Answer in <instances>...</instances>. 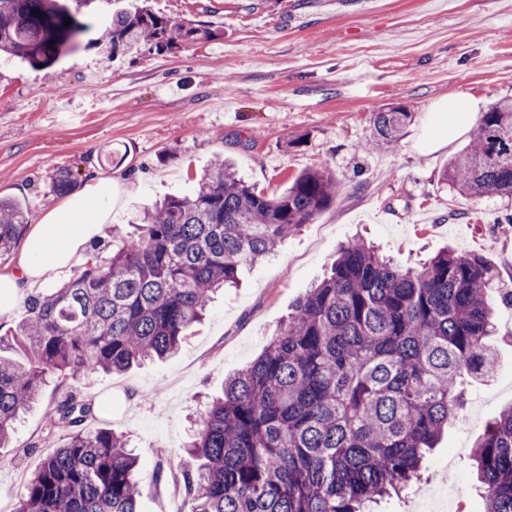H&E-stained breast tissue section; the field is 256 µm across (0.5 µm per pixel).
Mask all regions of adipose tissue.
<instances>
[{"label": "adipose tissue", "instance_id": "ef3b65f1", "mask_svg": "<svg viewBox=\"0 0 512 512\" xmlns=\"http://www.w3.org/2000/svg\"><path fill=\"white\" fill-rule=\"evenodd\" d=\"M481 102L458 93L431 107L419 143L431 153L449 146L475 120ZM117 181L90 186L88 192L48 212L28 235L15 270L0 273V316L11 315L26 295L50 284L65 269L86 259V246L101 225L112 220V192Z\"/></svg>", "mask_w": 512, "mask_h": 512}]
</instances>
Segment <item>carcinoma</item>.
Returning <instances> with one entry per match:
<instances>
[{
    "label": "carcinoma",
    "instance_id": "carcinoma-1",
    "mask_svg": "<svg viewBox=\"0 0 512 512\" xmlns=\"http://www.w3.org/2000/svg\"><path fill=\"white\" fill-rule=\"evenodd\" d=\"M70 26H65L66 20ZM85 30L61 0H0V56L48 68ZM215 33L147 9L112 15L98 44L112 55L158 52ZM412 113H372L370 150L397 141ZM443 178L460 192L512 196V100L480 113L469 146ZM59 172L53 192L74 190ZM328 168L301 172L282 193L246 184L217 158L193 192L146 211L138 237L88 261L60 287L36 291L0 337V447L48 380L122 375L177 350L220 288L275 252L333 203ZM30 210L0 199V257L29 230ZM497 274L478 254L442 251L402 268L363 240L344 243L331 273L300 297L261 355L224 381L197 415L182 473L190 512H363L418 486L427 452L459 414L465 378L495 372ZM92 398L67 395L50 426L68 440L28 478L15 512H138L148 480L110 430L87 432ZM484 512H512V406L477 440Z\"/></svg>",
    "mask_w": 512,
    "mask_h": 512
}]
</instances>
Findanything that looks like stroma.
<instances>
[{
	"mask_svg": "<svg viewBox=\"0 0 512 512\" xmlns=\"http://www.w3.org/2000/svg\"><path fill=\"white\" fill-rule=\"evenodd\" d=\"M67 5L85 31L76 51L37 70L0 60V197L27 204L39 223L63 198L56 170H71L76 194L123 177L121 206L95 238L99 257L136 236L144 211L168 195L191 194L218 157L269 194L304 170L329 167L335 201L291 235L274 256L221 291L171 358L126 374L49 382L0 448V512H13L26 479L68 437L50 428L65 391L112 398L111 413L86 426L127 435L142 475L168 477L139 512H172L191 421L205 396L267 346L294 302L326 275L341 243L361 237L402 267L436 252L479 254L512 289V198L466 197L443 179L470 142L419 151L426 114L464 92L490 108L512 98V0H78ZM147 6L158 15L211 27L209 39L163 53L111 57L97 40L113 13ZM404 105L413 119L397 142L373 150L371 115ZM496 371L467 385L462 410L421 471L435 485L454 460L465 512H484L471 449L486 424L512 405V303L495 307Z\"/></svg>",
	"mask_w": 512,
	"mask_h": 512,
	"instance_id": "35a3bbf8",
	"label": "stroma"
}]
</instances>
